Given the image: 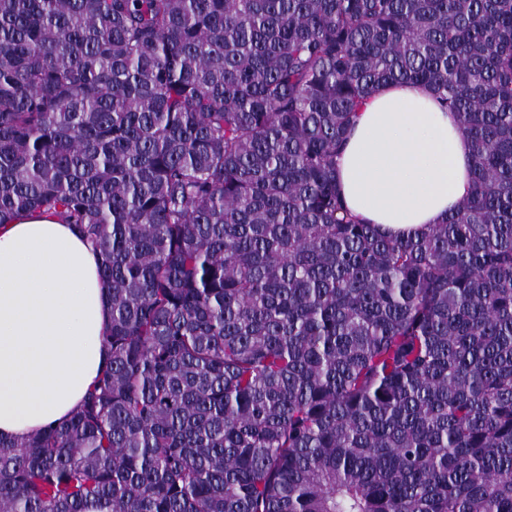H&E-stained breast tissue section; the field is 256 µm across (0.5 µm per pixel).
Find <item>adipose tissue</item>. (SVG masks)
<instances>
[{"label":"adipose tissue","mask_w":512,"mask_h":512,"mask_svg":"<svg viewBox=\"0 0 512 512\" xmlns=\"http://www.w3.org/2000/svg\"><path fill=\"white\" fill-rule=\"evenodd\" d=\"M469 140L434 91L380 87L363 103L339 160L353 215L405 236L442 223L472 188ZM108 285L72 225L20 215L0 225V437L66 418L104 363Z\"/></svg>","instance_id":"1"}]
</instances>
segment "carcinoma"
I'll list each match as a JSON object with an SVG mask.
<instances>
[{
  "label": "carcinoma",
  "mask_w": 512,
  "mask_h": 512,
  "mask_svg": "<svg viewBox=\"0 0 512 512\" xmlns=\"http://www.w3.org/2000/svg\"><path fill=\"white\" fill-rule=\"evenodd\" d=\"M473 148L446 220L351 215L366 96ZM109 285L70 417L0 438V512H512V0H0V224Z\"/></svg>",
  "instance_id": "obj_1"
}]
</instances>
